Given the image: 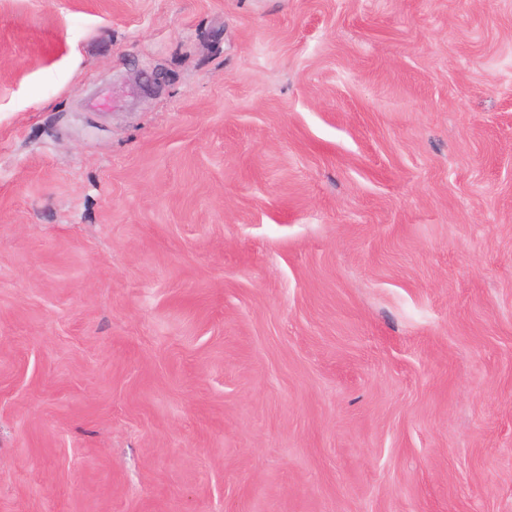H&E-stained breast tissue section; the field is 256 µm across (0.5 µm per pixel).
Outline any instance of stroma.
Returning a JSON list of instances; mask_svg holds the SVG:
<instances>
[{
    "mask_svg": "<svg viewBox=\"0 0 512 512\" xmlns=\"http://www.w3.org/2000/svg\"><path fill=\"white\" fill-rule=\"evenodd\" d=\"M0 512H512V0H0Z\"/></svg>",
    "mask_w": 512,
    "mask_h": 512,
    "instance_id": "stroma-1",
    "label": "stroma"
}]
</instances>
